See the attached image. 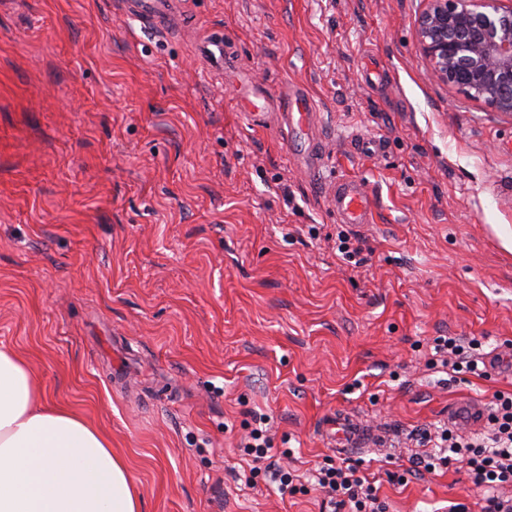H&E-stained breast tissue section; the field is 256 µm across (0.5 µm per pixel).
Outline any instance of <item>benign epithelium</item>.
Listing matches in <instances>:
<instances>
[{
  "instance_id": "7a95c632",
  "label": "benign epithelium",
  "mask_w": 512,
  "mask_h": 512,
  "mask_svg": "<svg viewBox=\"0 0 512 512\" xmlns=\"http://www.w3.org/2000/svg\"><path fill=\"white\" fill-rule=\"evenodd\" d=\"M417 50L435 79L512 115V0H427Z\"/></svg>"
}]
</instances>
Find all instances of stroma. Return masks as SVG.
Returning a JSON list of instances; mask_svg holds the SVG:
<instances>
[{
    "label": "stroma",
    "instance_id": "35a3bbf8",
    "mask_svg": "<svg viewBox=\"0 0 512 512\" xmlns=\"http://www.w3.org/2000/svg\"><path fill=\"white\" fill-rule=\"evenodd\" d=\"M426 6L184 0L160 34L112 0H0V346L111 439L143 512H319L246 484L256 411L300 470L341 461L336 413L385 430L350 461L387 512H480L458 466L391 480L407 434L512 392L428 365L440 335L512 350V115L432 78ZM211 30L220 75L194 51ZM239 69L308 90L311 137L242 112ZM343 177L373 223L337 222Z\"/></svg>",
    "mask_w": 512,
    "mask_h": 512
}]
</instances>
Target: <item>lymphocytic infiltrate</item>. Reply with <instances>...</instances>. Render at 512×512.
<instances>
[{"label": "lymphocytic infiltrate", "mask_w": 512, "mask_h": 512, "mask_svg": "<svg viewBox=\"0 0 512 512\" xmlns=\"http://www.w3.org/2000/svg\"><path fill=\"white\" fill-rule=\"evenodd\" d=\"M483 357L482 339L438 336L433 340L430 363L452 375L469 373L485 378L489 371ZM492 405L487 427L476 436L446 427L409 433L419 451L410 455L398 482L459 463L467 467L480 493L481 512H512V394L495 393ZM284 455V450L274 447L265 420H256L243 445L250 478L265 477L292 495L318 492L320 512H385L378 487L356 465L344 460L302 472L280 466Z\"/></svg>", "instance_id": "f902f5d3"}]
</instances>
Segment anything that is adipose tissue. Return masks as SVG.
I'll use <instances>...</instances> for the list:
<instances>
[{"instance_id": "obj_1", "label": "adipose tissue", "mask_w": 512, "mask_h": 512, "mask_svg": "<svg viewBox=\"0 0 512 512\" xmlns=\"http://www.w3.org/2000/svg\"><path fill=\"white\" fill-rule=\"evenodd\" d=\"M0 512H141L110 440L50 405L30 366L0 348Z\"/></svg>"}]
</instances>
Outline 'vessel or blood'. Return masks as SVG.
Returning <instances> with one entry per match:
<instances>
[{"label":"vessel or blood","instance_id":"1","mask_svg":"<svg viewBox=\"0 0 512 512\" xmlns=\"http://www.w3.org/2000/svg\"><path fill=\"white\" fill-rule=\"evenodd\" d=\"M114 4L118 10L136 16L145 27L162 31L178 11L180 0H114ZM198 52L210 68L218 73L223 72L225 65L233 59L223 34L218 32L203 36L198 44ZM240 81V102L250 116L262 117L274 112L279 116L282 130H309L313 103L305 89L293 85L274 94L253 84L248 76H241ZM332 206L341 223L360 225L372 221L368 191L360 179L351 177L337 180ZM489 415L490 408L482 401L460 399L448 407L449 423L466 429L484 426ZM335 429L336 444L344 451L365 446L370 437L368 429L351 419L338 420Z\"/></svg>","mask_w":512,"mask_h":512}]
</instances>
